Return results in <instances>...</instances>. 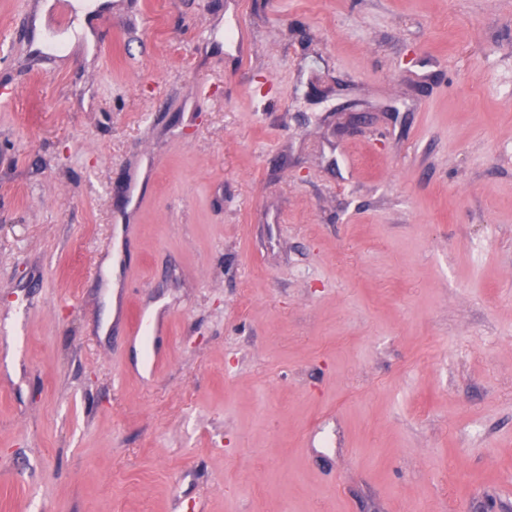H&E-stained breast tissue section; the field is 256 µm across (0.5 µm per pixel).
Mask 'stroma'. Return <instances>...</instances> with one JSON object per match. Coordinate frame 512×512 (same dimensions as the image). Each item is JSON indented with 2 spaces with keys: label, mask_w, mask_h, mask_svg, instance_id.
<instances>
[{
  "label": "stroma",
  "mask_w": 512,
  "mask_h": 512,
  "mask_svg": "<svg viewBox=\"0 0 512 512\" xmlns=\"http://www.w3.org/2000/svg\"><path fill=\"white\" fill-rule=\"evenodd\" d=\"M26 4L0 512H512V0Z\"/></svg>",
  "instance_id": "35a3bbf8"
}]
</instances>
